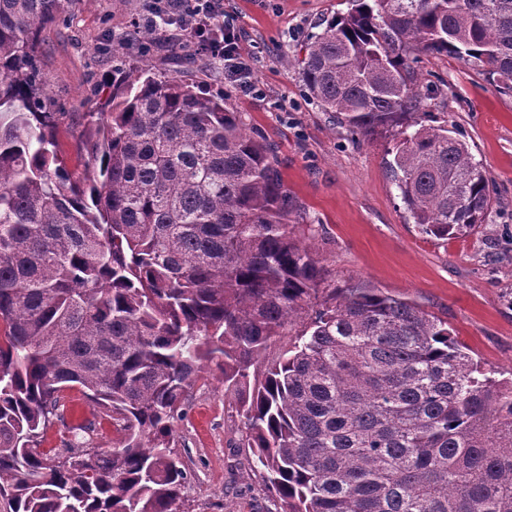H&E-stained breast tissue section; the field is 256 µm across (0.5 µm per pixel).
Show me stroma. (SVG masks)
Instances as JSON below:
<instances>
[{
	"label": "stroma",
	"instance_id": "1",
	"mask_svg": "<svg viewBox=\"0 0 512 512\" xmlns=\"http://www.w3.org/2000/svg\"><path fill=\"white\" fill-rule=\"evenodd\" d=\"M150 0H67L65 19L45 33V73L63 112H107L112 81L129 67L179 75L169 54L179 35L157 41L140 58L127 41ZM352 0H224L234 16L241 52L254 68L258 94L226 85L205 65V92L223 94L248 131L271 145L293 206L296 234L312 243L337 287L357 285L414 303L448 324L496 378L512 377V94L491 85L467 55L420 54L417 84L427 111L461 132L489 179L488 223L469 236L437 240L419 233L388 171L384 135L351 137L307 96L295 58L321 25L346 13ZM63 417L53 419L41 446L68 447L76 428L92 425L87 446L118 447L111 412L78 387L63 392ZM238 398L217 372L202 370L173 423L172 447L189 480L184 512H280L248 449L239 445Z\"/></svg>",
	"mask_w": 512,
	"mask_h": 512
}]
</instances>
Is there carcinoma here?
Here are the masks:
<instances>
[{"label":"carcinoma","mask_w":512,"mask_h":512,"mask_svg":"<svg viewBox=\"0 0 512 512\" xmlns=\"http://www.w3.org/2000/svg\"><path fill=\"white\" fill-rule=\"evenodd\" d=\"M63 0H0V498L10 512H180L172 423L204 365L239 396L242 447L282 512H512V378L448 325L369 288L326 285L295 234L270 146L196 57L129 72L83 113L85 167L58 150L43 33ZM512 92V0H353L297 59L354 134L385 133L413 222L446 240L486 223L485 172L414 87L421 53L459 54ZM307 315L283 355L269 343ZM82 388L124 432L112 450L38 448ZM300 324L298 322V325H294L292 327V330L290 331L289 335H294L295 330L300 329ZM280 336L276 338L275 341L271 342L266 350L262 353L259 362L251 368V373L253 372L257 374H261L264 371L265 366L268 363H271L275 360H277L283 351L289 346L291 341H293L295 336Z\"/></svg>","instance_id":"obj_1"}]
</instances>
